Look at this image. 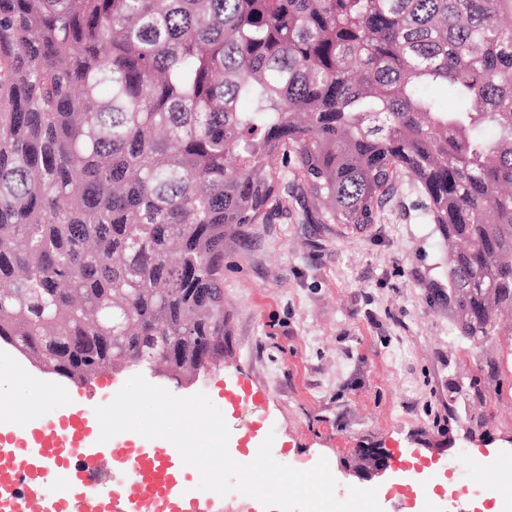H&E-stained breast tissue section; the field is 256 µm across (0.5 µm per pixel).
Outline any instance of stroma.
Returning <instances> with one entry per match:
<instances>
[{
    "label": "stroma",
    "instance_id": "1",
    "mask_svg": "<svg viewBox=\"0 0 512 512\" xmlns=\"http://www.w3.org/2000/svg\"><path fill=\"white\" fill-rule=\"evenodd\" d=\"M417 190L400 183L362 231L327 224L301 177L279 181L264 223L224 256V362L174 395L206 394L228 425L229 453L272 439V455L306 470L326 459L335 492L366 487L361 448L389 467L383 512L414 506L401 476L438 465V512H481L512 479V336L471 340L448 313V265ZM42 400V420L109 404L129 372L82 392L0 345V373Z\"/></svg>",
    "mask_w": 512,
    "mask_h": 512
}]
</instances>
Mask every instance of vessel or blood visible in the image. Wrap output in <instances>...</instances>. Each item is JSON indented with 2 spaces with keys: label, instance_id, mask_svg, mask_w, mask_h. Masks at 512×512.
Instances as JSON below:
<instances>
[{
  "label": "vessel or blood",
  "instance_id": "1",
  "mask_svg": "<svg viewBox=\"0 0 512 512\" xmlns=\"http://www.w3.org/2000/svg\"><path fill=\"white\" fill-rule=\"evenodd\" d=\"M97 418L78 410L40 430L0 424V454L33 457L52 485V504L46 512H76L80 501L94 498L103 512H130L132 498H149L172 488L163 453L137 445L112 446L100 442ZM87 461L72 470L75 457Z\"/></svg>",
  "mask_w": 512,
  "mask_h": 512
}]
</instances>
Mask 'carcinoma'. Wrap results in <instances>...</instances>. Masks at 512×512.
Here are the masks:
<instances>
[{
  "label": "carcinoma",
  "mask_w": 512,
  "mask_h": 512,
  "mask_svg": "<svg viewBox=\"0 0 512 512\" xmlns=\"http://www.w3.org/2000/svg\"><path fill=\"white\" fill-rule=\"evenodd\" d=\"M279 156L356 230L412 184L459 332H512V0H0V344L83 386L219 365Z\"/></svg>",
  "instance_id": "carcinoma-1"
}]
</instances>
